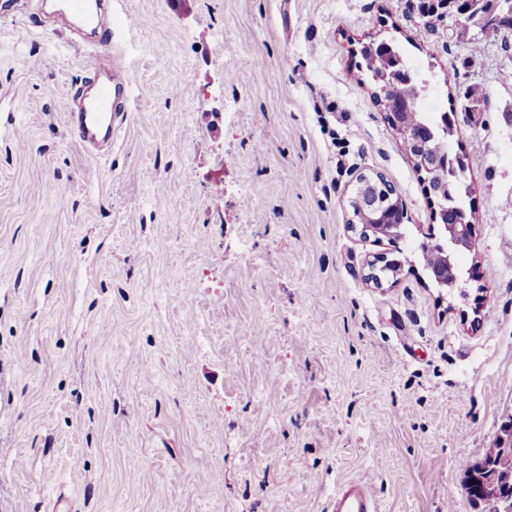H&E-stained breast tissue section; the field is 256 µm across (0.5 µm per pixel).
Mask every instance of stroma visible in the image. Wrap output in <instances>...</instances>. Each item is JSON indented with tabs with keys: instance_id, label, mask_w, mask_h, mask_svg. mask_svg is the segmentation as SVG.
I'll return each mask as SVG.
<instances>
[{
	"instance_id": "1",
	"label": "stroma",
	"mask_w": 512,
	"mask_h": 512,
	"mask_svg": "<svg viewBox=\"0 0 512 512\" xmlns=\"http://www.w3.org/2000/svg\"><path fill=\"white\" fill-rule=\"evenodd\" d=\"M417 2L118 0L132 99L100 159L67 126L68 18L10 0L0 512H322L357 478L380 512H481L464 466L512 414V30ZM384 37L455 115L463 299L420 261L437 201L361 67ZM361 174L404 238L351 228ZM382 255L406 263L377 287Z\"/></svg>"
}]
</instances>
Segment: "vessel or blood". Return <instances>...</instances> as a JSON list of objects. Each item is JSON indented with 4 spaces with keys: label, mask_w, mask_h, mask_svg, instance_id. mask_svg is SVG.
<instances>
[{
    "label": "vessel or blood",
    "mask_w": 512,
    "mask_h": 512,
    "mask_svg": "<svg viewBox=\"0 0 512 512\" xmlns=\"http://www.w3.org/2000/svg\"><path fill=\"white\" fill-rule=\"evenodd\" d=\"M68 10L87 17L97 40L93 53L84 66L92 94L74 92L75 112L69 113L67 122L89 153L98 155L111 149L112 140L127 117L126 107L131 87L120 66L106 64L102 55L112 45L116 28H130L134 20L129 14H116L111 5L97 6L88 12L86 0H66ZM326 512H378L373 489L368 482L352 480L337 485L326 505Z\"/></svg>",
    "instance_id": "b4317fda"
}]
</instances>
